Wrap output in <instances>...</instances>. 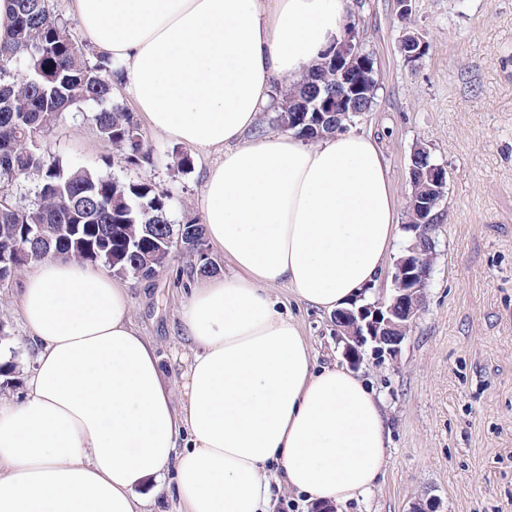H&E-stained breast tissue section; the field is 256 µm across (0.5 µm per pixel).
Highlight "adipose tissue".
<instances>
[{
    "label": "adipose tissue",
    "mask_w": 512,
    "mask_h": 512,
    "mask_svg": "<svg viewBox=\"0 0 512 512\" xmlns=\"http://www.w3.org/2000/svg\"><path fill=\"white\" fill-rule=\"evenodd\" d=\"M350 0H74L85 37L125 66L150 127L213 154L202 214L233 274L195 284L181 395L164 385L110 271L33 263L19 314L36 348L21 402L0 397V512H151L174 471L179 512H271L269 464L309 501L369 490L387 462L382 405L316 368L268 288L329 313L362 303L397 240L382 149L352 132L307 145L256 125L273 86L339 42ZM187 435L178 448L179 435Z\"/></svg>",
    "instance_id": "adipose-tissue-1"
}]
</instances>
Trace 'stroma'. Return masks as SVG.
I'll return each instance as SVG.
<instances>
[{
    "instance_id": "obj_1",
    "label": "stroma",
    "mask_w": 512,
    "mask_h": 512,
    "mask_svg": "<svg viewBox=\"0 0 512 512\" xmlns=\"http://www.w3.org/2000/svg\"><path fill=\"white\" fill-rule=\"evenodd\" d=\"M354 14L378 78L376 102L355 132L379 140L400 204L409 200L418 146L446 166L448 193L423 310L397 356L365 349L359 370L387 418L385 472L335 512H409L412 502L427 499L437 512H512V0H415L406 19L397 0H362ZM408 27L429 45L413 64L399 50ZM144 139L151 163L117 162L77 113L41 143L71 165L107 161L116 179L167 191L170 223L201 219L213 156L149 128ZM182 152L191 157L185 171L175 163ZM194 265L177 247L153 280L120 277L130 286L133 322L154 344L161 376L177 393L193 354L179 316L198 278ZM19 288H0V355L12 365L0 376V396L18 401L35 359L17 309ZM270 292L310 339L316 366L342 363L333 318L297 302L285 285Z\"/></svg>"
}]
</instances>
